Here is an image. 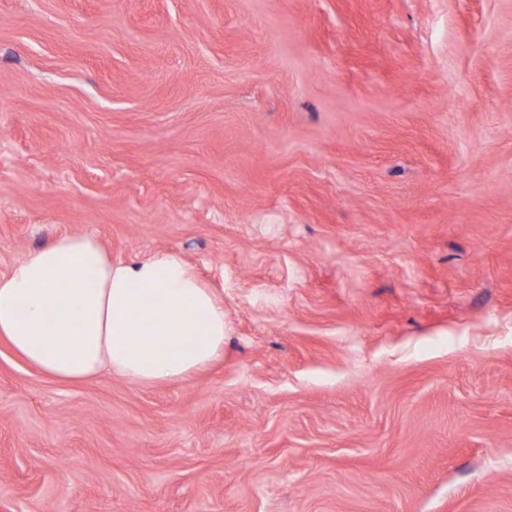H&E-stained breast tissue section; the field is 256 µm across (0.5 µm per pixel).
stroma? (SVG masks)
<instances>
[{
  "label": "stroma",
  "instance_id": "stroma-1",
  "mask_svg": "<svg viewBox=\"0 0 512 512\" xmlns=\"http://www.w3.org/2000/svg\"><path fill=\"white\" fill-rule=\"evenodd\" d=\"M81 233L224 356L0 341V512H512V0H0V273Z\"/></svg>",
  "mask_w": 512,
  "mask_h": 512
}]
</instances>
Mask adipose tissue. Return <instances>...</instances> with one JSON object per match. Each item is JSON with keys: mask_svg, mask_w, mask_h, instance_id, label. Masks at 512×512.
Masks as SVG:
<instances>
[{"mask_svg": "<svg viewBox=\"0 0 512 512\" xmlns=\"http://www.w3.org/2000/svg\"><path fill=\"white\" fill-rule=\"evenodd\" d=\"M225 334L222 300L170 252L116 263L93 236L65 234L0 274V340L60 382L187 380Z\"/></svg>", "mask_w": 512, "mask_h": 512, "instance_id": "ef3b65f1", "label": "adipose tissue"}]
</instances>
